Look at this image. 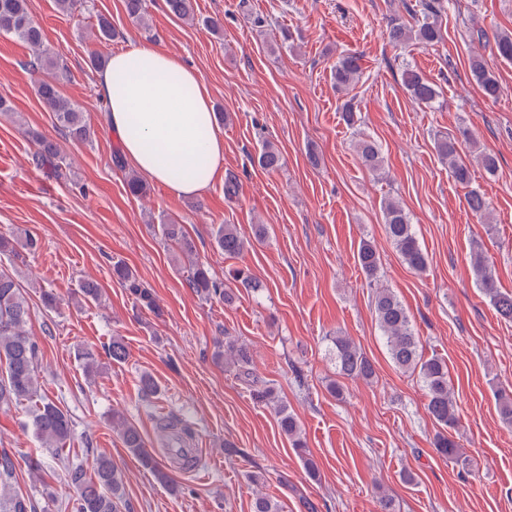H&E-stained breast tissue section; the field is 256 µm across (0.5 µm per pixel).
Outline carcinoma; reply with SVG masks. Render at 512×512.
<instances>
[{
    "instance_id": "1",
    "label": "carcinoma",
    "mask_w": 512,
    "mask_h": 512,
    "mask_svg": "<svg viewBox=\"0 0 512 512\" xmlns=\"http://www.w3.org/2000/svg\"><path fill=\"white\" fill-rule=\"evenodd\" d=\"M169 13L179 20H194L193 0H166ZM448 10V0H415L406 7L414 20L407 25L399 18L391 19L387 32L389 41L396 47H427L443 39L442 16ZM13 35L31 51L27 62L35 72L49 71L52 78L42 79L36 84V94L45 108L52 112L54 125L60 135L72 142L89 143L95 131L85 119L78 104L65 97L59 88L60 79L67 76L68 66L60 57L48 55L44 48L43 32L36 19L34 0H0V34ZM497 56L512 61V35L496 36ZM473 78L483 94L496 99L502 86L488 62L482 57L470 61ZM362 68L358 57L348 54L340 57L331 71L336 89L349 87L359 79ZM402 84L417 103L429 106L440 97L439 87L421 76L410 65L403 66ZM36 146L35 160L39 166H47L60 173L58 164L60 148L56 141L30 129L25 130ZM437 152L448 162L454 179L463 185L471 180L470 169L461 159V143L455 137L442 136L437 139ZM362 164L373 173L383 170V157L378 144L369 138H361L356 144ZM257 164L271 172L282 167L283 156L278 148L266 142L256 156ZM466 202L471 212L482 222L489 221L490 204L484 194L472 188L467 192ZM384 229L402 262L416 272L423 273L428 267V255L423 250L410 218L400 204L392 199L382 203ZM165 240L171 242L179 256L188 261V285L197 294L206 298H218L229 302L233 298L231 289L224 281L211 275L199 258L194 240L184 226L169 218L159 225ZM213 244L227 257H235L250 246V240L242 236L236 227L220 224L212 228ZM35 252L38 239L28 234L24 241L14 237L0 236V255L16 252V245ZM357 260L367 279L377 278L380 257L370 242L364 241L357 251ZM471 266L476 284L489 299L497 313L512 320V293L501 291L494 268L475 253ZM112 275L125 289L134 305L160 314L152 289L146 287L136 271L122 262L112 265ZM76 305L96 302L101 298V288L93 281H86L79 289ZM373 312L381 336L386 341L389 357L400 370L417 375L422 384L426 409L438 431L434 448L443 457L458 466L459 472L468 471L469 459L453 437L459 425V409L448 380V365L442 357L426 358L420 350L410 315L398 297L389 289H379L373 297ZM30 307L28 300L13 277L0 270V409L28 402V425L41 447L59 453L71 437L73 421L54 400L40 393L38 362L40 347L29 336L26 329ZM332 355L338 374L346 378L369 380L375 375L372 360L348 336H335L331 340ZM109 358L122 363L129 357L124 340L116 336L108 348ZM214 362L228 361L236 371V377L247 386L254 400L276 405V415L282 433L293 447L305 448L301 427L294 414L284 404L277 403L275 392L254 373L250 350L234 342L224 343V348L212 354ZM112 429L116 430L125 448L135 454L142 464L152 469L160 481L168 482L167 473L147 450L138 427L129 422L122 412L112 411ZM18 461L10 452H0V512H35L32 496L17 489ZM67 477L76 491L72 512H120L123 499L122 478L112 458H98L92 473L83 466L67 462Z\"/></svg>"
}]
</instances>
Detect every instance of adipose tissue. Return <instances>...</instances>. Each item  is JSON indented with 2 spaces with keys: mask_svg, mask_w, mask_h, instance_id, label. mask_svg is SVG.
<instances>
[{
  "mask_svg": "<svg viewBox=\"0 0 512 512\" xmlns=\"http://www.w3.org/2000/svg\"><path fill=\"white\" fill-rule=\"evenodd\" d=\"M96 92L126 161L173 195L207 190L224 168L210 92L179 56L150 44L112 55Z\"/></svg>",
  "mask_w": 512,
  "mask_h": 512,
  "instance_id": "adipose-tissue-1",
  "label": "adipose tissue"
}]
</instances>
